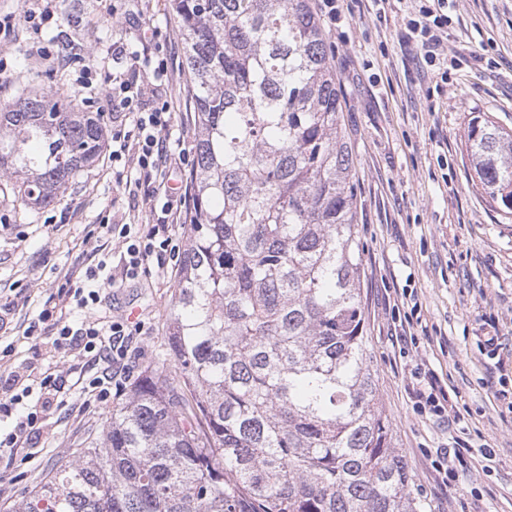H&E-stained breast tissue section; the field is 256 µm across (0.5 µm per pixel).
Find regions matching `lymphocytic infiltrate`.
<instances>
[{
    "mask_svg": "<svg viewBox=\"0 0 512 512\" xmlns=\"http://www.w3.org/2000/svg\"><path fill=\"white\" fill-rule=\"evenodd\" d=\"M405 37L420 52L435 80L447 82L443 47L448 40V0H424L418 10L407 13ZM112 58L120 62V69L85 73L81 87L104 96L108 111L135 115L130 129L114 128L108 136L113 160H128L139 172L132 194L139 198L146 220L137 229L128 224L109 225V232L118 237L121 264L120 277H107L110 285L118 279H138L149 264L162 269L167 261L178 260L180 248L173 243L171 227L186 217L194 204L186 179L190 149L173 146L169 134L173 114L162 84L168 71L167 59H152L146 53L129 50L120 41L112 45ZM94 277V272H87L85 282L59 294L60 305L72 302L86 310L80 327H72L64 315L47 309L36 320L50 324L56 334L54 347L65 345L103 362L102 371L89 380L86 389L104 400L113 380L125 370L134 332L123 321L97 317L100 288L94 284Z\"/></svg>",
    "mask_w": 512,
    "mask_h": 512,
    "instance_id": "obj_1",
    "label": "lymphocytic infiltrate"
}]
</instances>
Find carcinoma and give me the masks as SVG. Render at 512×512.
<instances>
[{
  "mask_svg": "<svg viewBox=\"0 0 512 512\" xmlns=\"http://www.w3.org/2000/svg\"><path fill=\"white\" fill-rule=\"evenodd\" d=\"M197 136L158 362L99 442L19 512H426L365 336L354 156L309 0H171ZM104 114L55 88L0 97V190L47 207L94 168ZM512 214V130L468 124Z\"/></svg>",
  "mask_w": 512,
  "mask_h": 512,
  "instance_id": "1",
  "label": "carcinoma"
}]
</instances>
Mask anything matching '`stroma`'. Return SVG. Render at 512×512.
I'll return each mask as SVG.
<instances>
[{"instance_id":"obj_1","label":"stroma","mask_w":512,"mask_h":512,"mask_svg":"<svg viewBox=\"0 0 512 512\" xmlns=\"http://www.w3.org/2000/svg\"><path fill=\"white\" fill-rule=\"evenodd\" d=\"M63 7L80 11L84 22L76 30L63 23L44 28V39L63 52L54 69L27 55L33 35L24 22L11 35L0 33V62L11 71L0 81V95L43 86L54 70L75 94L82 59L111 57L118 40L138 49L106 13L104 0H64ZM411 9L404 0L381 15L370 0H345L337 22L325 26L355 157L367 336L394 446L431 512H512V411L492 392L499 378L512 385V216L478 186L464 147L473 117L488 115L512 129V0H451L447 52L460 63L442 86L402 38ZM139 22L162 34L172 137L192 144L184 35L170 0H145ZM136 176L126 161L104 158L51 206L22 209L0 194V303L11 305L0 321V373L60 377L64 399L41 412L40 437L19 438L13 451L0 453V512H18L56 468L75 461L122 401L116 395L101 403L84 393L86 380L101 369L89 354L55 352L50 330L31 336L26 330L54 306L67 281H80L102 260L117 265V244L101 223L142 221L125 190ZM175 279V270L154 267L100 292L98 315L131 318L142 328L133 339L131 376L158 360ZM405 291L418 304L419 321L410 327L414 342L399 346L392 342L394 315L412 311L401 302ZM489 334L502 344L498 356L483 345ZM421 372L447 390L459 423L418 413L414 388ZM440 448L453 461L454 476L446 481L433 466ZM485 448L492 462L482 457Z\"/></svg>"}]
</instances>
